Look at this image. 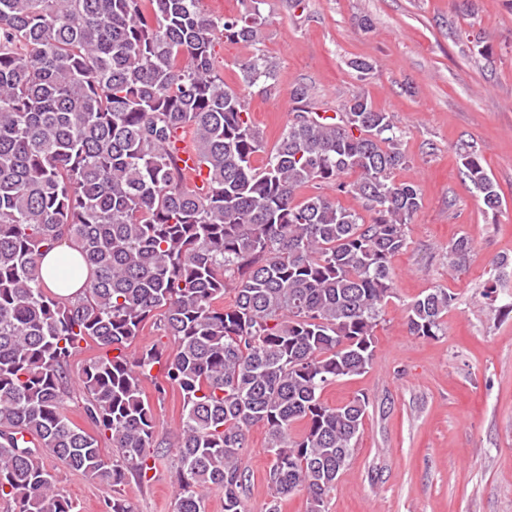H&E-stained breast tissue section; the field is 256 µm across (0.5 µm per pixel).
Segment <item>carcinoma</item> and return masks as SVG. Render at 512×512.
Wrapping results in <instances>:
<instances>
[{
	"label": "carcinoma",
	"instance_id": "cac0c4a2",
	"mask_svg": "<svg viewBox=\"0 0 512 512\" xmlns=\"http://www.w3.org/2000/svg\"><path fill=\"white\" fill-rule=\"evenodd\" d=\"M262 4L216 17L202 0H0V500L13 512H76L44 453L113 492L106 512H136L116 490L150 480L162 448L175 449L174 512H206L212 486L224 512H245L242 456L258 424L263 512L298 492L308 512H327L369 400L331 406L323 393L372 366L422 195L394 179L409 165L403 131L362 88L324 116L294 86L298 109L267 147L215 55L219 40L259 42ZM239 73L252 87L275 80L276 65L255 52ZM188 130L200 187L174 147ZM459 153L498 211L477 150ZM63 241L81 261L61 262V283L90 271L74 299L48 290L40 266ZM470 252L466 236L448 245V270ZM453 302L446 288L418 295L410 335L444 333ZM148 327L173 338L168 354L137 346ZM89 342L99 353L77 376L85 429L64 399ZM147 379L157 398H181L169 438L157 439Z\"/></svg>",
	"mask_w": 512,
	"mask_h": 512
}]
</instances>
